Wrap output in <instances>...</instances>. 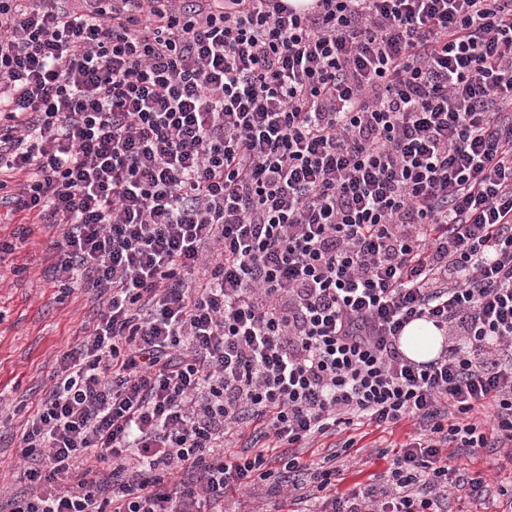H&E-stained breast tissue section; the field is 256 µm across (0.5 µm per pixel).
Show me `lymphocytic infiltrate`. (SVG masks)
<instances>
[{
	"mask_svg": "<svg viewBox=\"0 0 512 512\" xmlns=\"http://www.w3.org/2000/svg\"><path fill=\"white\" fill-rule=\"evenodd\" d=\"M83 2L0 0V203L103 300L0 512H445L443 450L512 462V0ZM410 417L344 494L298 454ZM244 427L269 448L226 454ZM442 337L431 323L416 321L406 327L400 338L401 349L416 361H428L441 349ZM235 494L242 504L241 510H244L245 512H276L277 510H282L281 512H291V510H299L298 512H309L308 510L317 509L313 500L299 504L292 503V498L298 496V493H293V496H291L290 499L286 498L283 493L272 497V499H266L265 497L255 498L249 495L246 489L237 491ZM283 497L284 503L281 502ZM262 507L263 509H260Z\"/></svg>",
	"mask_w": 512,
	"mask_h": 512,
	"instance_id": "f902f5d3",
	"label": "lymphocytic infiltrate"
}]
</instances>
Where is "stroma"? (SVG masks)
<instances>
[{"mask_svg":"<svg viewBox=\"0 0 512 512\" xmlns=\"http://www.w3.org/2000/svg\"><path fill=\"white\" fill-rule=\"evenodd\" d=\"M61 233L60 225L36 224L0 208V241L14 246L0 254V494L6 496L21 489L11 467L19 458L21 433L38 399L53 385L57 357L82 337L98 309L96 296L81 288L67 289L55 279L48 246ZM420 431L419 423L410 419L393 430L371 433L352 459L339 451L356 431L341 428L304 449L303 457L318 464L334 458L343 474L336 490L344 494L385 471L387 461L379 456V449L398 448ZM448 463L469 477L484 474L493 496L499 486L512 483V465L499 464L492 451L472 456L465 449L452 448Z\"/></svg>","mask_w":512,"mask_h":512,"instance_id":"1","label":"stroma"}]
</instances>
